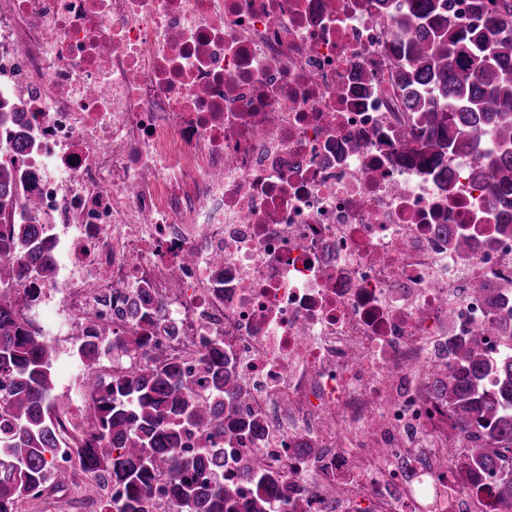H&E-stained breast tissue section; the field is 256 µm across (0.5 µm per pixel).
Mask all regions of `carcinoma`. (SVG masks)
Wrapping results in <instances>:
<instances>
[{"instance_id": "obj_1", "label": "carcinoma", "mask_w": 512, "mask_h": 512, "mask_svg": "<svg viewBox=\"0 0 512 512\" xmlns=\"http://www.w3.org/2000/svg\"><path fill=\"white\" fill-rule=\"evenodd\" d=\"M493 2L472 0L478 22L467 27L456 23L450 0H405L396 20L397 30L410 34L409 63L397 80L411 156L441 181L453 177L451 158H471L477 170L494 175L491 206L512 204V6L495 10ZM27 146L21 134L12 148H0L3 217L34 207L16 176ZM51 271L38 225L23 216L0 235V512H20L37 487L70 484L71 471L54 463L65 438L82 470L115 489L99 502V512H156L161 478V492L176 512H274L277 501L288 502V484L257 461L224 452V436L243 440L262 431L258 421L241 417L248 393L224 363V346L205 343L197 352L207 387L202 397L177 361L148 349L137 321L149 310L135 301L125 307L132 326L119 347L129 356H149L151 365L102 376L112 328L87 322L75 355L85 370L91 423L68 435L63 417L70 400L56 392L54 378L59 352L23 321L12 291L17 281L48 279ZM473 290L497 309L512 295V280ZM450 355L451 367L427 373L430 389L448 401L458 432L476 424L490 429L488 442L471 441L470 469L498 475L495 498L512 512V350L491 357L474 337ZM232 465L237 478L227 480L224 471ZM242 485L252 489L247 498Z\"/></svg>"}]
</instances>
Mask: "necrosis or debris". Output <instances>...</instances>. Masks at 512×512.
Here are the masks:
<instances>
[{
    "instance_id": "4bbe7bcc",
    "label": "necrosis or debris",
    "mask_w": 512,
    "mask_h": 512,
    "mask_svg": "<svg viewBox=\"0 0 512 512\" xmlns=\"http://www.w3.org/2000/svg\"><path fill=\"white\" fill-rule=\"evenodd\" d=\"M373 0H0V101L55 275L24 317L74 352L147 288L151 346L220 343L264 432L225 440L304 512H500L426 372L512 279L492 175L407 155ZM459 224L473 249L448 240Z\"/></svg>"
}]
</instances>
